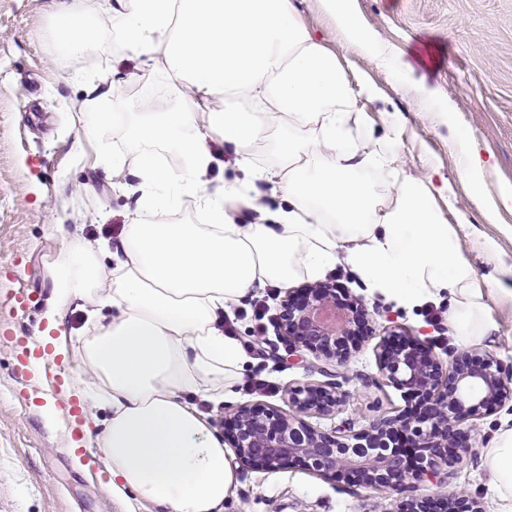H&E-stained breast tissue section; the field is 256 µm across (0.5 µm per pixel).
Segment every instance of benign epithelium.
<instances>
[{
    "instance_id": "1",
    "label": "benign epithelium",
    "mask_w": 512,
    "mask_h": 512,
    "mask_svg": "<svg viewBox=\"0 0 512 512\" xmlns=\"http://www.w3.org/2000/svg\"><path fill=\"white\" fill-rule=\"evenodd\" d=\"M278 325L288 343L338 366L349 361L352 343L370 333L366 308L345 309L329 286L285 300ZM377 349L381 379L412 394L418 402L414 412L380 418L360 431L331 434L306 417L336 409L344 396L339 382L302 386L291 392L286 413L238 408L226 422L238 459L269 469L300 462L323 479L388 493L436 478L456 464L475 430L473 424H462L486 406L512 399V369L490 358L460 352L447 364L427 342L388 337ZM392 439L406 444L410 455L393 451ZM396 512H481V507L465 495L422 497Z\"/></svg>"
}]
</instances>
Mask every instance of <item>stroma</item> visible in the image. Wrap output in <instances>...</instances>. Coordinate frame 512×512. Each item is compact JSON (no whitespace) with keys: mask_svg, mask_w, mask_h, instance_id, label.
<instances>
[{"mask_svg":"<svg viewBox=\"0 0 512 512\" xmlns=\"http://www.w3.org/2000/svg\"><path fill=\"white\" fill-rule=\"evenodd\" d=\"M304 22L340 59L351 64L350 78L373 88L358 96L352 115L356 136L391 150L400 141L405 176L433 174L441 192L436 203L452 224L463 255L472 263L490 317L499 326L495 345L467 344V351L512 365V209L488 223L484 203L467 193L453 148L460 130H469L479 160L486 165L489 192L512 187V0H352V14L365 35L400 57V81L368 58L357 44L342 41L320 0H297ZM51 0H0V512H155L142 502L122 506L106 489L110 475L102 465L78 469L72 437L64 424L48 423L37 389L17 373L14 339L39 336L53 300L54 264L76 239L100 247L107 269L108 251L125 234L136 213V180L116 178L110 158L129 153L128 126L135 104L155 96L158 110L171 97L164 80L144 86L133 82L142 59L122 54L60 58L50 39ZM118 74L121 81L105 106L115 121L94 140L82 137L78 109L87 88L79 70ZM400 125L391 128L390 115ZM254 162L271 171L258 181L262 206H286L287 195L275 178L277 155L270 142L258 141ZM339 299L365 306L376 335L395 330L432 343L440 356L457 350L448 328V301L405 309L366 288L345 267L327 272ZM32 292L26 312L13 306V289ZM251 318L238 333L258 351L235 396L221 405L197 399L211 427L223 432L224 417L242 405L287 410L288 393L298 385L337 379L346 398L335 412L311 415L325 432L360 430L376 419L406 408L401 390L379 381L374 341L352 354L347 365H324L300 347H289L277 332L253 340ZM276 382L278 392L250 390L254 379ZM512 420V403L477 422L472 449L450 468L444 483L423 482L392 494L328 481L302 466L275 470L228 461L237 476L224 512H393L396 503L429 494L465 493L483 512H498L488 475L479 458L499 428Z\"/></svg>","mask_w":512,"mask_h":512,"instance_id":"stroma-1","label":"stroma"}]
</instances>
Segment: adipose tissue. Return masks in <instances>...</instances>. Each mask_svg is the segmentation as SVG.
<instances>
[{
	"instance_id": "1",
	"label": "adipose tissue",
	"mask_w": 512,
	"mask_h": 512,
	"mask_svg": "<svg viewBox=\"0 0 512 512\" xmlns=\"http://www.w3.org/2000/svg\"><path fill=\"white\" fill-rule=\"evenodd\" d=\"M348 2L322 0L343 39L400 79V60L363 36ZM52 19L59 56L115 50L141 58L149 68L137 81L150 83L162 69L176 96L165 112L140 100L130 128L136 162L112 157L117 171L133 170L141 190V216L111 252L117 281L92 248L72 242L56 262L41 334L55 354L81 363L70 388L85 406L81 444L89 455L74 463L102 462L112 496L157 512H224L235 474L221 439L186 399L224 401L251 361L219 316L255 289L324 275L338 248L367 287L401 306L448 290L457 343L497 342L474 268L435 206L431 177L403 176L396 153L354 136L357 93L347 70L294 0H53ZM84 80L82 133L91 139L109 120L106 80ZM281 125L289 129L278 146L287 208L271 224L228 223V204L246 201L253 184L206 192L218 147L251 165L265 128ZM159 147L186 158V168L161 166ZM369 171L383 173L385 191L366 179ZM188 197L204 223H172ZM77 300L117 314L72 352L52 332ZM100 407L111 409L109 420L99 421ZM480 465L492 477L498 512H512V427L500 430Z\"/></svg>"
}]
</instances>
